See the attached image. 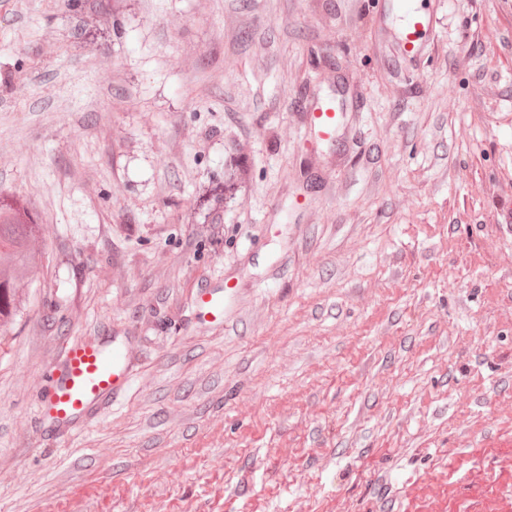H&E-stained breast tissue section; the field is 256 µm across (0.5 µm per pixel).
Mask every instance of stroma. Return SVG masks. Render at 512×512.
Wrapping results in <instances>:
<instances>
[{"label": "stroma", "mask_w": 512, "mask_h": 512, "mask_svg": "<svg viewBox=\"0 0 512 512\" xmlns=\"http://www.w3.org/2000/svg\"><path fill=\"white\" fill-rule=\"evenodd\" d=\"M421 2L408 53L399 0H0V205L48 227L0 337V512L502 508L512 0ZM86 340L131 382L51 426ZM413 12L411 19L401 33L404 46L412 50L431 24V18L427 13L422 15L414 10ZM246 177L247 173L241 162L237 158L230 159L229 164L224 167V186L220 197L221 201L224 200V205L240 197Z\"/></svg>", "instance_id": "stroma-1"}]
</instances>
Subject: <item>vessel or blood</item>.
Listing matches in <instances>:
<instances>
[{"mask_svg":"<svg viewBox=\"0 0 512 512\" xmlns=\"http://www.w3.org/2000/svg\"><path fill=\"white\" fill-rule=\"evenodd\" d=\"M430 24L429 15L413 14L401 33L405 47L415 48ZM129 377L120 352L107 351L105 346L97 344L67 346L60 372H50L41 378L38 409L45 419L54 423H75L98 401L115 400Z\"/></svg>","mask_w":512,"mask_h":512,"instance_id":"1","label":"vessel or blood"}]
</instances>
